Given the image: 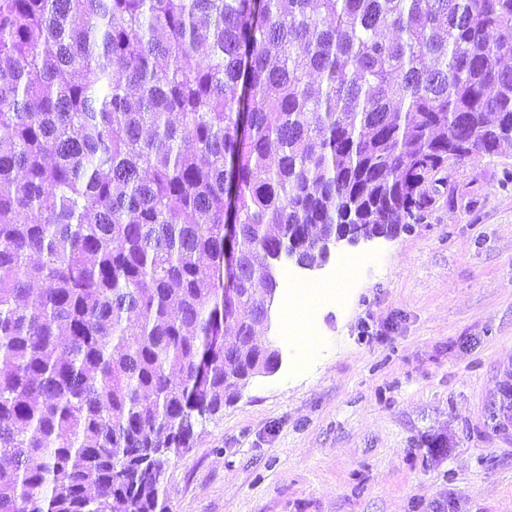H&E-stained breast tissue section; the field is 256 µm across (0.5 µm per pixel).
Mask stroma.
<instances>
[{"mask_svg": "<svg viewBox=\"0 0 512 512\" xmlns=\"http://www.w3.org/2000/svg\"><path fill=\"white\" fill-rule=\"evenodd\" d=\"M512 147L451 168L394 239L327 298L306 371L254 378L171 456L170 512H512V436L486 417L512 383Z\"/></svg>", "mask_w": 512, "mask_h": 512, "instance_id": "obj_1", "label": "stroma"}]
</instances>
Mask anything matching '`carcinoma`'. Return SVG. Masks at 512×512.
Instances as JSON below:
<instances>
[{
    "instance_id": "obj_1",
    "label": "carcinoma",
    "mask_w": 512,
    "mask_h": 512,
    "mask_svg": "<svg viewBox=\"0 0 512 512\" xmlns=\"http://www.w3.org/2000/svg\"><path fill=\"white\" fill-rule=\"evenodd\" d=\"M507 59L512 0H0V512H169L281 364L270 264L454 199L512 144Z\"/></svg>"
}]
</instances>
